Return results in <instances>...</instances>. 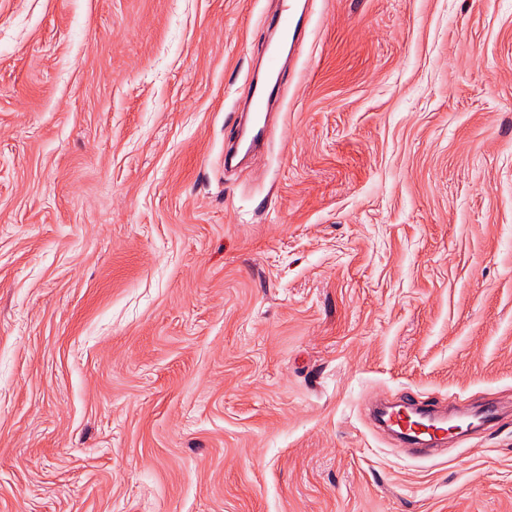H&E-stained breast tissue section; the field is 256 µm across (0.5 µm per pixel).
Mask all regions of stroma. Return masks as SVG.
I'll return each mask as SVG.
<instances>
[{
    "label": "stroma",
    "mask_w": 512,
    "mask_h": 512,
    "mask_svg": "<svg viewBox=\"0 0 512 512\" xmlns=\"http://www.w3.org/2000/svg\"><path fill=\"white\" fill-rule=\"evenodd\" d=\"M0 0V512H512V0ZM288 0H283L287 2ZM302 0H289L288 4L282 10L273 15L269 22V27L279 30L284 41L289 44L303 42L308 21L305 19L304 11H299L297 2ZM418 409L422 416L427 420H434L432 422H426L421 420H412L413 415L409 414V421L404 423V425L401 424V420L398 419L397 421H393L392 416L389 415L388 422L390 426L395 427L398 431L403 429H413V425H419L423 427V429H417L419 432L417 442L420 447L424 448H416L418 450H426V449H432L429 448L433 443H435V440H438L440 438H445L448 434L458 433L461 430L460 425H452L448 427L447 433H445V428L442 426H439L441 424H444L445 422H448L446 420H437L435 417V411L436 406L433 404H426L421 403L416 407ZM405 426V427H404Z\"/></svg>",
    "instance_id": "1"
}]
</instances>
